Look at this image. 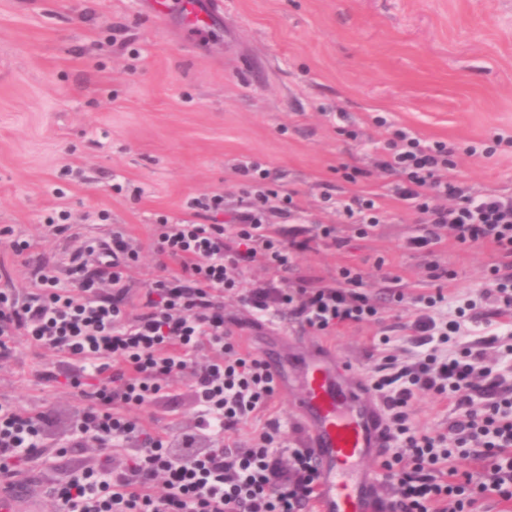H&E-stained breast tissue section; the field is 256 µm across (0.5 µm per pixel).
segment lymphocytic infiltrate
Masks as SVG:
<instances>
[{
  "label": "lymphocytic infiltrate",
  "mask_w": 512,
  "mask_h": 512,
  "mask_svg": "<svg viewBox=\"0 0 512 512\" xmlns=\"http://www.w3.org/2000/svg\"><path fill=\"white\" fill-rule=\"evenodd\" d=\"M451 154L445 142L425 145L414 133L395 130L375 170L354 168L346 178L366 182L376 170L400 176L394 195L425 217L414 247L438 243L444 230L457 244L491 246L498 261L490 284L504 309L512 311V196L472 192L459 182ZM238 173L248 201L234 224L205 223L206 213L224 208L223 196L214 195L189 201L195 220L154 225L156 253L177 263L179 271L146 289L137 312L128 311L126 298L127 273L139 251L120 228L110 240L87 241L72 252L74 287H60L54 269L44 265L34 271L24 296L0 291V362L12 358L19 336L72 361L77 370L68 383L82 406L66 445L80 448L92 438L100 448L93 465L74 469L53 487L58 512H309L317 499L320 474L308 449H291L290 466L280 468L273 446L278 422H268L244 450L212 443L237 430L276 391L259 356L237 355L224 327V295L242 290L247 303L266 309L267 289L243 290L244 269L260 259L287 276L292 254L301 247L270 223L293 216L291 194L266 186L267 174L256 163H241ZM339 278L340 286H300L279 299L301 328L314 333L374 316L375 307L358 291L362 271L344 267ZM104 279L112 286L108 297L99 288ZM482 357L470 348L446 360L431 352L375 381L397 443L382 463L399 471L392 512H472L489 489L512 499V397H498L494 384L484 382ZM188 367L198 407L191 432L154 431L128 416V408L158 397L167 375ZM418 390L447 396L457 415L454 447H442L409 426L407 407ZM476 393L488 398L480 411L472 407ZM49 424L45 412L0 402L1 479L41 456ZM122 442L134 443L135 451L125 468L116 470L112 449ZM467 447L481 462L480 471L438 473V464Z\"/></svg>",
  "instance_id": "f902f5d3"
}]
</instances>
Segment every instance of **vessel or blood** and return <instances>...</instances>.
<instances>
[{
    "instance_id": "1",
    "label": "vessel or blood",
    "mask_w": 512,
    "mask_h": 512,
    "mask_svg": "<svg viewBox=\"0 0 512 512\" xmlns=\"http://www.w3.org/2000/svg\"><path fill=\"white\" fill-rule=\"evenodd\" d=\"M179 7L188 27L205 30L210 13L195 0H153L155 16ZM260 356L280 383H287L286 360L278 342L267 343ZM302 398L294 412L303 425V445L320 465L316 512H388L379 474L363 472L359 463L385 448L384 412L368 379L348 374L332 349H308L297 364ZM39 500L23 481L0 486V512H38Z\"/></svg>"
}]
</instances>
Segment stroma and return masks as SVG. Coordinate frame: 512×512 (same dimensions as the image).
I'll use <instances>...</instances> for the list:
<instances>
[{"label": "stroma", "mask_w": 512, "mask_h": 512, "mask_svg": "<svg viewBox=\"0 0 512 512\" xmlns=\"http://www.w3.org/2000/svg\"><path fill=\"white\" fill-rule=\"evenodd\" d=\"M150 2L0 0V289L25 292L39 264L70 285L72 249L120 227L140 246L128 281L139 296L159 274L152 224L188 219V200L214 194L223 195L224 209L209 223L232 224L246 202L235 167L251 161L268 171L269 185L295 194L294 219H275V227L284 238L310 240L294 257L289 287L331 285L341 267L356 266L378 315L319 335L277 302L256 312L229 294L225 326L242 353L263 345L273 319L293 344H328L373 381L383 359L400 369L428 352L411 331L419 315L450 317L472 301L480 322L443 351L484 350L492 378L512 386V336L484 295L494 252L449 239L430 254L411 246L420 226L392 195L391 177L352 184L338 171L373 168L390 129L405 128L447 142L474 191L512 194V146L495 143L512 136V0H201L213 14L199 35L179 15L154 17ZM377 115L386 126L373 124ZM369 191L380 193L381 213L363 235L338 207ZM62 209L71 218L60 234L48 218ZM320 224L335 225L337 241L316 237ZM15 240L28 241L23 254L12 251ZM436 264L446 278L434 279ZM438 291L443 301L427 306ZM16 348L0 364V401L54 421L41 458L23 470L42 512H54L48 488L98 451H60L81 407L66 383L67 359L21 338ZM167 384L168 395L129 416L159 431L174 423L192 429L190 372ZM300 394L289 383L225 433L224 445L248 447L276 417L283 448L299 447ZM407 413L416 430L453 440L456 415L446 397L415 393Z\"/></svg>", "instance_id": "obj_1"}]
</instances>
